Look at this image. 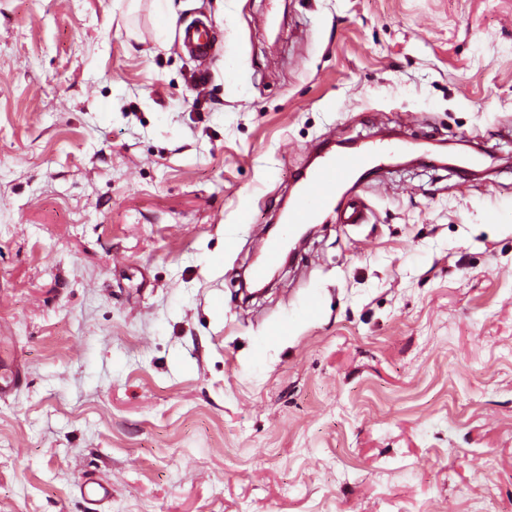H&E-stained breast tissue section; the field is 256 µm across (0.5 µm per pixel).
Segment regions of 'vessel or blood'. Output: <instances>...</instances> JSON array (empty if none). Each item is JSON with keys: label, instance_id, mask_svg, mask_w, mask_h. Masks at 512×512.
<instances>
[{"label": "vessel or blood", "instance_id": "1", "mask_svg": "<svg viewBox=\"0 0 512 512\" xmlns=\"http://www.w3.org/2000/svg\"><path fill=\"white\" fill-rule=\"evenodd\" d=\"M180 47L191 58L210 60L214 52L212 26L203 21L188 24L178 35ZM380 159L378 151H351L326 156L304 177V188L298 201L288 209L285 222L289 229L315 221L336 193L337 187L360 172L372 171ZM91 509L99 512L101 505L110 498L112 490L92 477H84L81 483Z\"/></svg>", "mask_w": 512, "mask_h": 512}]
</instances>
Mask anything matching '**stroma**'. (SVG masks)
I'll use <instances>...</instances> for the list:
<instances>
[{"label": "stroma", "instance_id": "obj_1", "mask_svg": "<svg viewBox=\"0 0 512 512\" xmlns=\"http://www.w3.org/2000/svg\"><path fill=\"white\" fill-rule=\"evenodd\" d=\"M159 3L0 0V512H512V0ZM388 131L459 170L240 294L313 147ZM212 30V25L204 21L188 24L178 35L181 49L197 61L210 60L214 52ZM81 486L89 504L93 506L89 508L88 512H100L98 507H101L110 498L111 487L89 476L83 478Z\"/></svg>", "mask_w": 512, "mask_h": 512}]
</instances>
